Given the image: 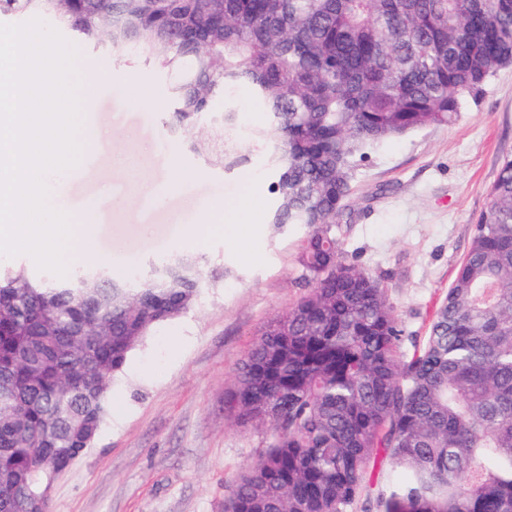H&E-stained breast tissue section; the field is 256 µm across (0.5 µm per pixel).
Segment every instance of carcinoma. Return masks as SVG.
<instances>
[{"mask_svg": "<svg viewBox=\"0 0 512 512\" xmlns=\"http://www.w3.org/2000/svg\"><path fill=\"white\" fill-rule=\"evenodd\" d=\"M5 18L52 22L120 76L144 63L171 78L165 129L207 168L245 160L225 138L239 85L267 113L253 135L277 169L269 223L306 228L312 288L238 365L228 410L269 437L224 512H350L383 459L399 476L382 512H512V153L410 354L386 287L342 260L335 229L368 147L454 122L512 65V0H0ZM207 285L192 254L129 275L0 264V512L92 445L130 352Z\"/></svg>", "mask_w": 512, "mask_h": 512, "instance_id": "1", "label": "carcinoma"}]
</instances>
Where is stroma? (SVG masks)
<instances>
[{
	"label": "stroma",
	"mask_w": 512,
	"mask_h": 512,
	"mask_svg": "<svg viewBox=\"0 0 512 512\" xmlns=\"http://www.w3.org/2000/svg\"><path fill=\"white\" fill-rule=\"evenodd\" d=\"M227 132L247 160L207 169L177 148L160 115L99 87L80 120L104 137L92 164L77 161L65 198L98 197L100 251L115 269L191 253L205 257L210 285L185 313L157 325L130 354L107 398L101 430L53 484L52 512H224L226 487L264 450L265 431L237 424L226 407L236 369L258 330L310 286L298 249L306 230L268 222L276 170L250 130L266 123L249 87L235 95ZM512 151V66L467 98L458 119L380 143L354 170L353 196L336 234L346 262L378 277L405 331L422 344L431 315L467 252L473 219L486 208L500 157ZM199 177L169 190L174 164ZM260 183L256 207L234 234L185 238L212 197L236 194L246 174Z\"/></svg>",
	"instance_id": "obj_1"
}]
</instances>
